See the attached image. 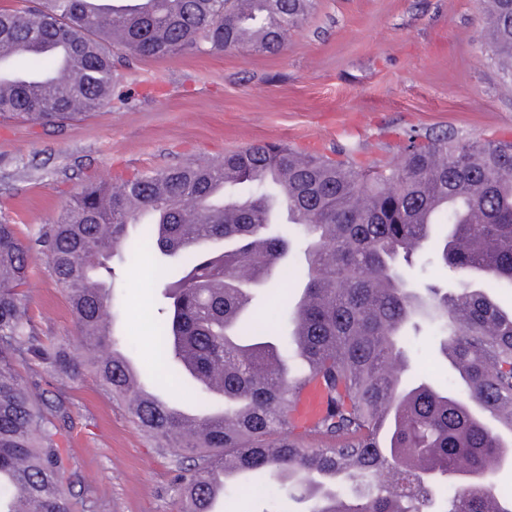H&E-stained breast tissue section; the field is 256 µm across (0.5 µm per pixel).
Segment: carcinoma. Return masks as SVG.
Instances as JSON below:
<instances>
[{"instance_id": "1", "label": "carcinoma", "mask_w": 512, "mask_h": 512, "mask_svg": "<svg viewBox=\"0 0 512 512\" xmlns=\"http://www.w3.org/2000/svg\"><path fill=\"white\" fill-rule=\"evenodd\" d=\"M152 9L106 18L87 0H15L0 9V64L25 57L24 74L58 70L37 50L61 45L73 73L52 85L0 89V118L64 124L112 102L127 58L229 52L276 55L314 0H150ZM490 47L512 77V0H485ZM396 166L302 154L279 142L224 153L121 181L86 185L57 220L22 241L0 218V512H69L59 446L67 411L37 401L20 367L89 369L112 397L130 403L151 436L190 455L180 475L183 512H210L213 481L234 470L258 477L311 512H512L496 483L512 459V310L490 293L512 288V141L460 139L448 130L402 133ZM249 183L254 194L207 208L218 185ZM299 298L286 309L287 337L254 315L247 280L282 272L294 241ZM456 286L407 284L396 264L424 252ZM140 252L159 264L169 303L153 317L168 375L200 399L185 422L174 402L144 396L131 359L99 327L115 321L109 259ZM43 255L64 288L78 339L74 350L40 335L26 307L31 261ZM439 339L452 384L410 368L409 336ZM224 377L216 415L206 379ZM318 378L326 394L315 427L294 433L293 383ZM324 446L314 448L311 442Z\"/></svg>"}]
</instances>
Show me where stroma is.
Listing matches in <instances>:
<instances>
[{"label":"stroma","mask_w":512,"mask_h":512,"mask_svg":"<svg viewBox=\"0 0 512 512\" xmlns=\"http://www.w3.org/2000/svg\"><path fill=\"white\" fill-rule=\"evenodd\" d=\"M127 104L112 103L63 126L0 121V211L20 238L53 223L88 178L119 182L187 160L267 141L313 139L326 155L395 164L394 131L413 125L459 138H512V80L489 46L480 0H318L288 34L284 51L141 59L119 70ZM42 335L73 342L65 292L34 261L26 290ZM160 288L146 257L125 266L115 293L116 333L141 379L184 407L194 397L160 373L161 357L144 314ZM36 393L61 396L67 425L60 446L71 512H180L179 453L159 447L125 405L90 376L23 370ZM220 512H304L253 485L226 493Z\"/></svg>","instance_id":"obj_1"}]
</instances>
